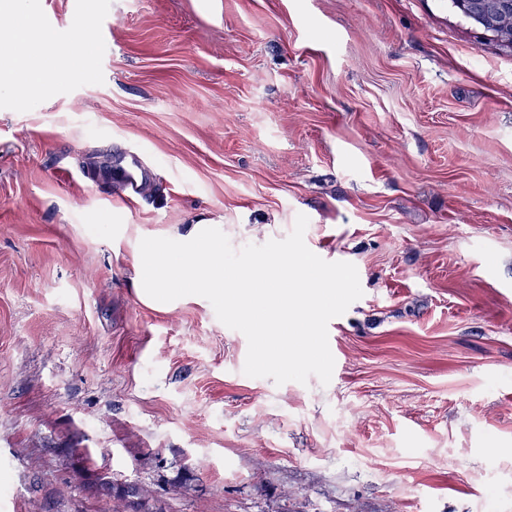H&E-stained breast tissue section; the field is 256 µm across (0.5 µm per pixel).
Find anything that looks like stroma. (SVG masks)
<instances>
[{"instance_id": "obj_1", "label": "stroma", "mask_w": 512, "mask_h": 512, "mask_svg": "<svg viewBox=\"0 0 512 512\" xmlns=\"http://www.w3.org/2000/svg\"><path fill=\"white\" fill-rule=\"evenodd\" d=\"M21 9L51 43L0 91V512H107L105 477L148 512H512V51L439 0ZM301 213L363 289L329 384L138 298L142 238ZM127 189L131 196L139 194L143 181V169L140 157L136 153H129L121 158ZM112 490L115 491V497L119 500L125 501L128 505L135 504L138 507L145 505V500L149 497L150 490L135 484L127 485H112Z\"/></svg>"}]
</instances>
